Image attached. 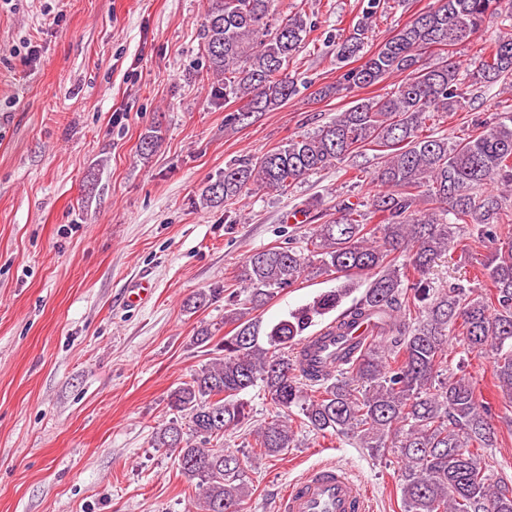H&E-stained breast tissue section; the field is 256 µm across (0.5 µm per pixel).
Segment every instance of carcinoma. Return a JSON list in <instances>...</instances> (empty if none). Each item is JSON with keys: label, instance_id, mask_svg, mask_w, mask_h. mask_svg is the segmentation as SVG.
<instances>
[{"label": "carcinoma", "instance_id": "carcinoma-1", "mask_svg": "<svg viewBox=\"0 0 512 512\" xmlns=\"http://www.w3.org/2000/svg\"><path fill=\"white\" fill-rule=\"evenodd\" d=\"M501 11V0H437L319 95L391 78L390 92L360 98L316 131L260 157L230 161L203 190L201 200L211 206L256 190L285 191L367 150L381 159L375 180L382 190L366 201L337 202L334 217L312 226L300 246L289 239L247 257L239 289L227 296L224 324L233 329L216 343L218 356L168 396L175 416L155 434V446L175 454L197 491L198 512H247L244 469L224 451V434L248 418L243 394L257 385L275 408L254 433L261 456L294 447L288 417L297 408L317 433L355 437L374 455L397 454L404 512H512V485L473 452L497 444L489 409L469 381L444 378L441 368L448 332L459 326L467 350L495 352L494 375L512 399V238L503 237L512 221V111L460 141L420 134L427 120L455 111L465 84L512 86V33L480 48L464 71L430 55L474 37ZM276 14V0H207L202 39L209 70L224 77V101L244 102L233 122L296 95L288 65L311 24L295 12L273 25ZM363 44L361 28L338 44L337 57L354 58ZM492 184L495 193L486 190ZM461 231L501 244L482 264L495 306L476 288L440 289L428 278ZM322 275L341 285L259 335L257 311L300 280ZM362 277V298L293 355L305 331L336 310ZM221 293H197L187 307L201 309ZM363 324L375 336L368 343L352 337Z\"/></svg>", "mask_w": 512, "mask_h": 512}]
</instances>
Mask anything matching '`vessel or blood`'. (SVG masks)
<instances>
[{
	"label": "vessel or blood",
	"instance_id": "vessel-or-blood-1",
	"mask_svg": "<svg viewBox=\"0 0 512 512\" xmlns=\"http://www.w3.org/2000/svg\"><path fill=\"white\" fill-rule=\"evenodd\" d=\"M280 512H370V496L346 468L324 465L289 483Z\"/></svg>",
	"mask_w": 512,
	"mask_h": 512
}]
</instances>
